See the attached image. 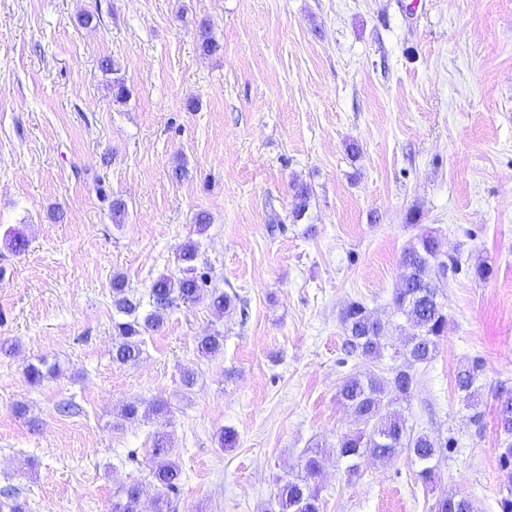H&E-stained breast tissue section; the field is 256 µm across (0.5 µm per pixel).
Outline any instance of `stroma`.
<instances>
[{
  "label": "stroma",
  "instance_id": "35a3bbf8",
  "mask_svg": "<svg viewBox=\"0 0 512 512\" xmlns=\"http://www.w3.org/2000/svg\"><path fill=\"white\" fill-rule=\"evenodd\" d=\"M203 25L217 52L202 51ZM297 182L312 188L299 222ZM427 232L491 270L449 277L448 330L405 411L455 445L430 488L406 452L350 477L335 445L355 424L338 386L379 365L345 355L341 315L359 300L397 320L402 252ZM190 241L237 312L178 304L137 362H113V276L147 296ZM214 333L222 351L202 355ZM1 342L14 351L0 355V512H112L147 481L160 435L181 470L169 512H266L314 447L322 512H431L445 491L500 512L512 0H0ZM41 359L61 374L34 386L24 370ZM474 361L478 422L454 384ZM128 402L144 416L120 418ZM158 403L168 413L153 415Z\"/></svg>",
  "mask_w": 512,
  "mask_h": 512
}]
</instances>
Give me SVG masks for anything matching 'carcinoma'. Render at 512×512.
<instances>
[{"instance_id": "carcinoma-1", "label": "carcinoma", "mask_w": 512, "mask_h": 512, "mask_svg": "<svg viewBox=\"0 0 512 512\" xmlns=\"http://www.w3.org/2000/svg\"><path fill=\"white\" fill-rule=\"evenodd\" d=\"M293 190L292 223L296 224L308 211L310 189L303 183H295ZM196 258V244H185L180 253L182 267L179 274L157 277L146 299L131 294L124 278H113L112 304L119 316L113 322L117 335L112 349L114 361L121 364L137 361L144 334L159 331L167 311L178 303H194L207 291L209 274L198 271ZM400 264L401 281L395 289L393 304L405 324L384 322L374 317L360 301L350 302L343 310L344 350L349 356L378 359L392 347L394 331L406 325L409 333L403 349L395 352L401 363L386 368L385 375L349 374L341 381L337 398L355 417L357 427L337 438L336 455L344 461L345 472L355 475L365 461L388 460L405 448L420 467L418 478L427 484L435 479L436 458L443 449L451 447V443L414 432L396 404L410 402L418 383L414 368L432 361L445 335L448 312L441 298L448 286V275L459 269L461 258L449 254L437 237L425 233L404 249ZM209 298L211 307L223 315L236 309L237 296L233 293L213 290L209 292ZM223 346L224 336L219 333L203 336L198 342V349L211 356L220 353ZM25 375L30 384L39 385L56 375V370L43 363L30 364ZM481 376V366L473 364L460 367L454 377L455 388L466 407L473 410L472 418L476 421L482 416L478 410ZM497 401V425L505 436L503 444L512 449V390L500 389ZM170 454L171 449L166 443L157 441L153 448L156 462L151 470V480L121 490L112 503V512H139L141 498L148 494L153 496L155 512H166L169 495L178 489L180 481L178 466L169 459ZM321 466V451H305L304 475L287 480L279 487L270 512H320L317 478ZM432 512H473V505L467 497L446 493L436 499Z\"/></svg>"}]
</instances>
